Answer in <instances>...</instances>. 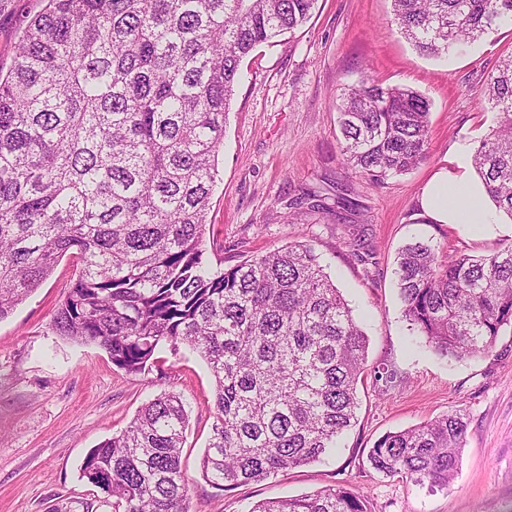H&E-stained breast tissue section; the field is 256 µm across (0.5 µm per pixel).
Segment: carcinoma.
<instances>
[{
    "label": "carcinoma",
    "mask_w": 512,
    "mask_h": 512,
    "mask_svg": "<svg viewBox=\"0 0 512 512\" xmlns=\"http://www.w3.org/2000/svg\"><path fill=\"white\" fill-rule=\"evenodd\" d=\"M317 0H47L0 72V320L60 258L82 268L53 326L144 375L167 343L215 380L203 479L258 483L337 447L357 420L367 338L311 244L230 268L204 259L224 125L244 57L292 33ZM392 22L438 57L512 24V0H392ZM497 114L472 163L512 220V55L487 75ZM346 165L379 182L426 158L430 102L366 77L336 99ZM411 330L441 356L487 354L512 329V246L484 256L405 245L395 269ZM180 396L146 403L91 449L82 476L112 512H187ZM467 431L459 410L389 432L374 470L448 488ZM251 512H367L345 487L256 502Z\"/></svg>",
    "instance_id": "carcinoma-1"
}]
</instances>
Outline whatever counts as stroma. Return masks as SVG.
<instances>
[{"instance_id":"obj_1","label":"stroma","mask_w":512,"mask_h":512,"mask_svg":"<svg viewBox=\"0 0 512 512\" xmlns=\"http://www.w3.org/2000/svg\"><path fill=\"white\" fill-rule=\"evenodd\" d=\"M44 6L0 0L1 70L11 68L24 27ZM391 17V0H318L303 27L243 59L207 217L205 258L213 265L227 268L294 241L312 244L365 331L367 365L387 377L360 386L358 421L335 453L260 483L227 490L206 483L199 460L215 400L206 361L185 346L175 355L165 349L145 378L117 368L96 344L57 335L55 310L80 271L69 254L0 320V512H112L80 465L163 392L179 394L189 416L182 453L189 512H249L262 499L338 485L362 494L370 512H512V333L484 356L441 357L409 331L394 274L399 250L416 239L475 255L512 244L511 220L479 234L466 224L433 223L419 205L450 148L478 144L495 126L480 89L512 54V26L432 58ZM366 75L430 102L427 160L378 183L346 166L335 108L342 88ZM459 409L467 434L448 489L371 468L367 453L382 435Z\"/></svg>"}]
</instances>
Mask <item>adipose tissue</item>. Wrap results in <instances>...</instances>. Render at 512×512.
Segmentation results:
<instances>
[{"label":"adipose tissue","mask_w":512,"mask_h":512,"mask_svg":"<svg viewBox=\"0 0 512 512\" xmlns=\"http://www.w3.org/2000/svg\"><path fill=\"white\" fill-rule=\"evenodd\" d=\"M471 148L454 145L450 167L436 171L420 195V208L436 224H470L483 229L499 223L482 184L470 177Z\"/></svg>","instance_id":"obj_1"}]
</instances>
